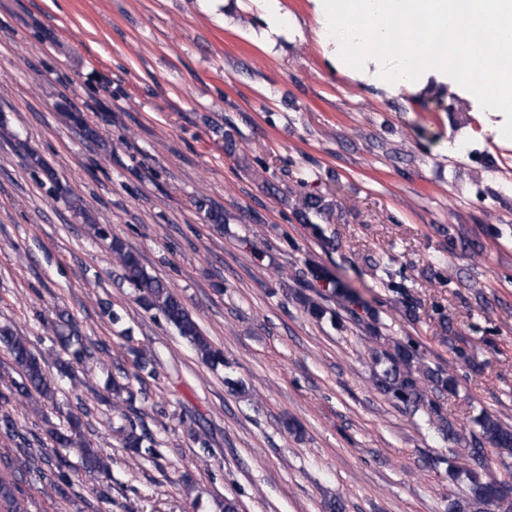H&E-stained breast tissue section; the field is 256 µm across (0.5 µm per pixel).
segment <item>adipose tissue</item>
Instances as JSON below:
<instances>
[{
  "instance_id": "1",
  "label": "adipose tissue",
  "mask_w": 512,
  "mask_h": 512,
  "mask_svg": "<svg viewBox=\"0 0 512 512\" xmlns=\"http://www.w3.org/2000/svg\"><path fill=\"white\" fill-rule=\"evenodd\" d=\"M387 14L412 19L419 23L448 21V0H382ZM375 0H365L367 8L361 13L342 12L336 0H317L318 27L315 34L324 46L338 47L345 55L378 51L386 31L377 27Z\"/></svg>"
}]
</instances>
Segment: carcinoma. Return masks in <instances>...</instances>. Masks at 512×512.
Returning a JSON list of instances; mask_svg holds the SVG:
<instances>
[{
    "label": "carcinoma",
    "mask_w": 512,
    "mask_h": 512,
    "mask_svg": "<svg viewBox=\"0 0 512 512\" xmlns=\"http://www.w3.org/2000/svg\"><path fill=\"white\" fill-rule=\"evenodd\" d=\"M67 119L83 131L87 140L98 141L96 131L85 122L81 113L70 112ZM30 158L33 172L46 175L53 183L54 192L68 208L85 221H90L79 200L70 195L42 159L33 152ZM302 206L303 217L308 224L311 223L310 215L320 216L327 209L321 197L309 193L302 196ZM93 230L98 237L110 240L112 254L124 269L129 284L138 292L137 300L143 307L160 313L203 361L214 367L224 364L223 353L212 347L197 321L170 286L148 273L138 255L126 249L119 238L112 236L108 227L95 224ZM66 329L67 334L61 340L62 352L56 355L54 361L57 377L51 378L45 370L47 358L32 349L29 337L7 323L0 325V349L10 356L18 374V378L10 377L5 381L9 393L0 392V400L8 402L12 397L20 399L33 414L39 416L43 402H55L61 382H76L73 363L88 355L89 347L76 325L69 322ZM374 363L378 370L373 373V382L380 393L409 408L412 413L421 414L442 437L451 439L458 435L456 426L448 420L442 407L430 398L432 393L457 392L456 380L449 372L427 362L414 344L389 336L383 337L380 347L374 350ZM111 391L112 408L124 421L115 429L122 448L133 459L156 455L154 440L147 428L130 417L136 408L129 384L114 378ZM88 416L89 412L82 408L67 410L63 414L65 424L48 430L53 448L50 453L38 435L20 429L10 413H1L0 434L16 444L15 454L5 458L6 465L30 474L34 481L44 486L45 491L70 502L75 496V468L69 459V454L73 453L84 471L100 478L98 497L110 498L109 456L103 449L93 447L87 439L85 429L90 426ZM471 422L474 442H484L500 455H512V426L485 411L472 416ZM448 475L464 482L462 496L448 505V512H481V509L492 505V494L504 487V484L488 479L467 464L448 463ZM19 493L20 488L0 480V504L7 508V512H25Z\"/></svg>",
    "instance_id": "1"
}]
</instances>
